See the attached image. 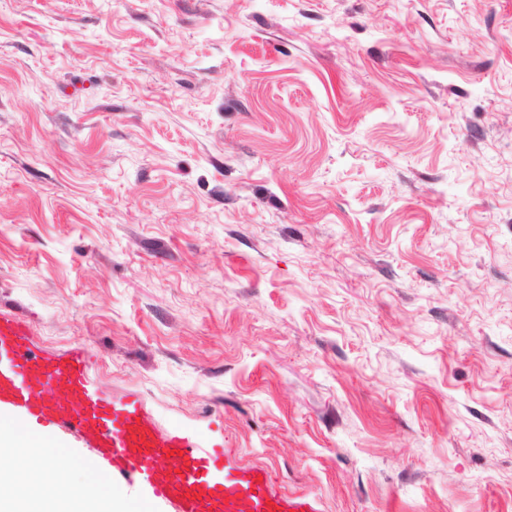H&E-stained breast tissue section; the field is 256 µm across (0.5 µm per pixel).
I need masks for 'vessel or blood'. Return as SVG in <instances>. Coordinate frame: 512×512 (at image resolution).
Wrapping results in <instances>:
<instances>
[{"label":"vessel or blood","mask_w":512,"mask_h":512,"mask_svg":"<svg viewBox=\"0 0 512 512\" xmlns=\"http://www.w3.org/2000/svg\"><path fill=\"white\" fill-rule=\"evenodd\" d=\"M0 416L83 438L95 466L170 512H316L309 498L279 494L266 470L232 463L218 440L160 425L139 394L104 395L91 382L84 348L38 349L28 322L3 312Z\"/></svg>","instance_id":"vessel-or-blood-1"}]
</instances>
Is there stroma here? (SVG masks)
<instances>
[{
    "mask_svg": "<svg viewBox=\"0 0 512 512\" xmlns=\"http://www.w3.org/2000/svg\"><path fill=\"white\" fill-rule=\"evenodd\" d=\"M0 311L318 512H512V0H0Z\"/></svg>",
    "mask_w": 512,
    "mask_h": 512,
    "instance_id": "35a3bbf8",
    "label": "stroma"
}]
</instances>
